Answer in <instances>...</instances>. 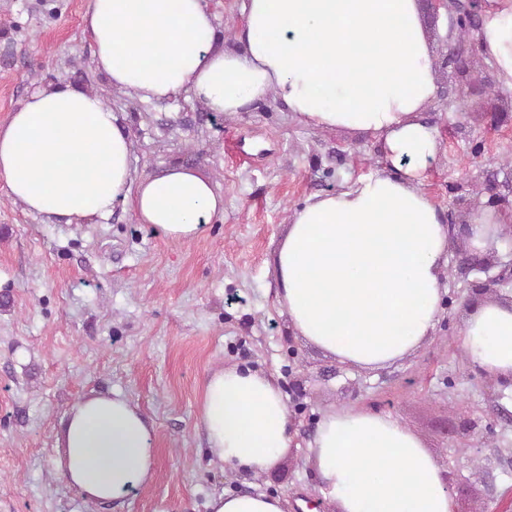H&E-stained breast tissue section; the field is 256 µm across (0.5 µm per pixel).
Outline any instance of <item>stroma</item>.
I'll list each match as a JSON object with an SVG mask.
<instances>
[{
	"label": "stroma",
	"mask_w": 512,
	"mask_h": 512,
	"mask_svg": "<svg viewBox=\"0 0 512 512\" xmlns=\"http://www.w3.org/2000/svg\"><path fill=\"white\" fill-rule=\"evenodd\" d=\"M91 0H0V123L32 92L71 84L98 92L149 175L185 164L210 176L224 215L178 242L116 204L106 223L58 224L24 211L0 184V512H208L217 492L285 498V512L323 503L308 461L322 414L391 412L421 436L451 478L455 512H498L512 493V387L472 370L461 319L487 276L512 265V241L490 245L484 271L461 274L472 214L498 195L512 205V90L482 57L449 64L442 21L423 13L438 94L426 117L441 148L423 185L452 226L440 321L414 354L365 370L295 336L278 303L274 251L293 208L381 165L375 144L320 131L272 102L213 114L178 97L144 103L94 68L82 18ZM495 193H487V180ZM274 375L291 417L277 473L254 476L211 459L197 421L207 375L230 366ZM118 391L154 423L153 483L118 501L84 500L56 468L64 414L90 392Z\"/></svg>",
	"instance_id": "35a3bbf8"
}]
</instances>
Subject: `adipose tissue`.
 Returning a JSON list of instances; mask_svg holds the SVG:
<instances>
[{
	"label": "adipose tissue",
	"instance_id": "obj_1",
	"mask_svg": "<svg viewBox=\"0 0 512 512\" xmlns=\"http://www.w3.org/2000/svg\"><path fill=\"white\" fill-rule=\"evenodd\" d=\"M235 47L205 0H91L83 29L96 70L148 102L178 96L224 114L283 103L319 130L368 134L384 166L295 208L274 257L291 329L340 363L378 369L414 353L436 328L450 229L422 190L439 147L425 112L436 69L418 0H245ZM478 51L512 90V0H485ZM133 141L100 95L71 85L32 93L0 123V183L25 211L75 224L107 220L116 203L175 241L200 238L224 197L197 169L137 175ZM512 210L476 212L469 245L501 238ZM470 366L512 384V295L479 302L462 323ZM198 421L211 453L253 475L276 472L290 447L275 381L226 367L202 387ZM156 430L120 393H90L66 413L57 466L90 501L151 484ZM335 512H453L442 467L390 412L327 411L309 444ZM210 512H285L266 493L212 495Z\"/></svg>",
	"mask_w": 512,
	"mask_h": 512
}]
</instances>
